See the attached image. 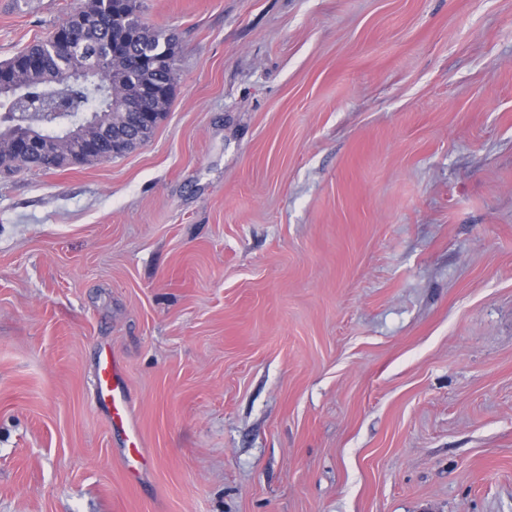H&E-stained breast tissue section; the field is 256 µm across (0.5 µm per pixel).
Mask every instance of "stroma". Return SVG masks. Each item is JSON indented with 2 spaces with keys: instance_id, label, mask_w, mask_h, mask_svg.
Returning <instances> with one entry per match:
<instances>
[{
  "instance_id": "1",
  "label": "stroma",
  "mask_w": 512,
  "mask_h": 512,
  "mask_svg": "<svg viewBox=\"0 0 512 512\" xmlns=\"http://www.w3.org/2000/svg\"><path fill=\"white\" fill-rule=\"evenodd\" d=\"M140 2L151 139L0 176V512H512V0ZM123 371L118 359L112 354L106 358L99 357L97 371V400L111 407L112 426L122 429L126 434L123 457L137 458L140 464H147L145 449L142 447L140 434L134 422L132 408L123 398L121 387Z\"/></svg>"
}]
</instances>
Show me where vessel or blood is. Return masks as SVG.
<instances>
[{"label": "vessel or blood", "mask_w": 512, "mask_h": 512, "mask_svg": "<svg viewBox=\"0 0 512 512\" xmlns=\"http://www.w3.org/2000/svg\"><path fill=\"white\" fill-rule=\"evenodd\" d=\"M122 384L123 371L118 359L111 354L100 359L97 371V399L110 406L113 426L122 429L126 434L124 455L135 457L142 462L146 459L145 450L134 422L133 411L122 396Z\"/></svg>", "instance_id": "obj_1"}]
</instances>
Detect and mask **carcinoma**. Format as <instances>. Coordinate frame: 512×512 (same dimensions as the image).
Returning <instances> with one entry per match:
<instances>
[{
  "label": "carcinoma",
  "instance_id": "1",
  "mask_svg": "<svg viewBox=\"0 0 512 512\" xmlns=\"http://www.w3.org/2000/svg\"><path fill=\"white\" fill-rule=\"evenodd\" d=\"M77 32L76 57L88 59L109 52L111 44L116 51L107 69L92 76L101 99L96 105V123L85 127L83 138L97 141L102 129L124 131L132 123V116L115 97L119 91L144 82L163 83L173 96L177 75V43L174 34L149 26L143 19L139 0H87L80 11L69 15L54 29V33ZM160 56L170 61L160 71H149L138 65L141 58ZM13 69V83L26 95L37 99L53 98L71 77L73 58L57 51L51 38L39 40L13 58L0 63ZM17 116L14 102L0 97V171L46 170L44 165H29L18 160L4 143L18 131L13 121Z\"/></svg>",
  "mask_w": 512,
  "mask_h": 512
}]
</instances>
